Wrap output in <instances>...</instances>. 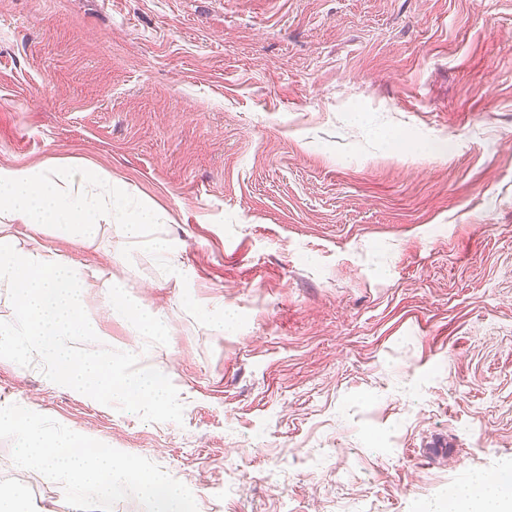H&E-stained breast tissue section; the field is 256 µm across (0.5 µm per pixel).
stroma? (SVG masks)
I'll use <instances>...</instances> for the list:
<instances>
[{"label":"stroma","instance_id":"35a3bbf8","mask_svg":"<svg viewBox=\"0 0 512 512\" xmlns=\"http://www.w3.org/2000/svg\"><path fill=\"white\" fill-rule=\"evenodd\" d=\"M89 162L164 211L179 279L109 265L162 336L82 310L169 410L0 355L18 404L145 457L198 512H421L512 463V0H0V169ZM225 306L235 327L207 313ZM28 512H73L14 465Z\"/></svg>","mask_w":512,"mask_h":512}]
</instances>
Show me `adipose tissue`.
Returning <instances> with one entry per match:
<instances>
[{"label": "adipose tissue", "instance_id": "1", "mask_svg": "<svg viewBox=\"0 0 512 512\" xmlns=\"http://www.w3.org/2000/svg\"><path fill=\"white\" fill-rule=\"evenodd\" d=\"M64 174L54 167L0 169V287L18 296L13 321H0V353L18 352L48 365L56 383L95 398L122 402L135 413L170 405V388L158 373L131 368L129 361L79 353L72 340L91 336L95 328L80 316L86 303L99 296L110 300L114 313L130 324L133 335L161 336L166 326L157 311L125 298L123 285L109 267L77 271L39 239L20 246L14 223L34 231L91 241L105 225H119L133 247L144 246L159 262L173 252L171 240L158 231L149 211L127 212L125 187L103 172L71 161ZM445 512H512V465L493 482L474 478L449 488Z\"/></svg>", "mask_w": 512, "mask_h": 512}]
</instances>
